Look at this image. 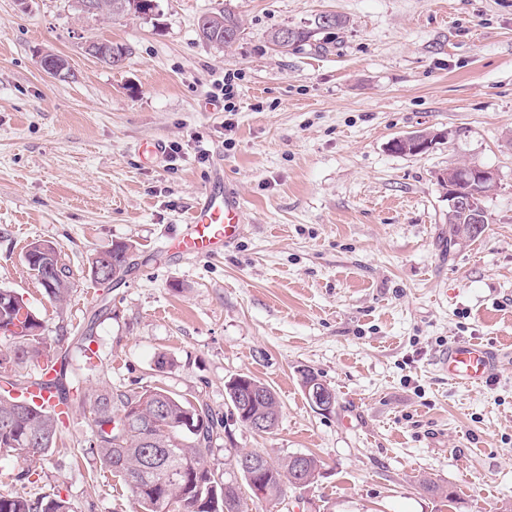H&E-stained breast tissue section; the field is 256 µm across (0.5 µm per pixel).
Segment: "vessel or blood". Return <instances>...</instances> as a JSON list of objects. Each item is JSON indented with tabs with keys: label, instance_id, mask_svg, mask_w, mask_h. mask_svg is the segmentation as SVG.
<instances>
[{
	"label": "vessel or blood",
	"instance_id": "vessel-or-blood-1",
	"mask_svg": "<svg viewBox=\"0 0 512 512\" xmlns=\"http://www.w3.org/2000/svg\"><path fill=\"white\" fill-rule=\"evenodd\" d=\"M242 224L237 193L213 188L196 203L189 224L172 248L193 257L218 255L240 235ZM496 362L497 356L491 350L459 340L449 346L438 365L452 383L481 385L490 380Z\"/></svg>",
	"mask_w": 512,
	"mask_h": 512
}]
</instances>
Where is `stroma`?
<instances>
[{"instance_id":"obj_1","label":"stroma","mask_w":512,"mask_h":512,"mask_svg":"<svg viewBox=\"0 0 512 512\" xmlns=\"http://www.w3.org/2000/svg\"><path fill=\"white\" fill-rule=\"evenodd\" d=\"M244 35L230 50L197 34L221 6ZM323 12L346 18L327 54H281L267 36ZM125 45L110 68L86 41ZM65 57L69 81L42 53ZM233 75L234 112L214 100ZM454 130L423 155L397 136ZM179 144L177 160L153 142ZM207 149L209 160L196 154ZM457 162L498 174L478 237L442 242L448 199L436 176ZM244 224L211 258L169 252L216 170ZM48 240L72 270L66 301L31 276L27 245ZM133 246L114 287L93 254ZM0 289L23 295L59 349L93 325L87 393L159 385L223 415L208 460L310 454L313 484L251 512H504L512 505V0H162L159 15L86 16L73 0H0ZM498 356L489 383H450L449 345ZM173 364L157 370L159 355ZM312 372L333 410L308 402ZM275 390L277 429L230 413L227 380ZM88 410L18 481L0 451V492H55L76 512H133L128 488L92 456ZM41 68L48 76L60 81H66L73 76L68 62L60 55L45 54L41 58Z\"/></svg>"}]
</instances>
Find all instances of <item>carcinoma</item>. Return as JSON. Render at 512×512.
I'll list each match as a JSON object with an SVG mask.
<instances>
[{"instance_id": "carcinoma-1", "label": "carcinoma", "mask_w": 512, "mask_h": 512, "mask_svg": "<svg viewBox=\"0 0 512 512\" xmlns=\"http://www.w3.org/2000/svg\"><path fill=\"white\" fill-rule=\"evenodd\" d=\"M343 17L324 15L314 18L306 26H282L268 35V42L288 33V47L296 50L309 46L326 51L336 45V31L345 27ZM200 37L224 48L233 47L242 38L243 29L238 15L228 9H219L199 17ZM472 216L462 212L448 214V243L471 231ZM25 257L34 279L54 301H61L71 291L73 272L62 263L60 249L50 241L29 244ZM57 266L54 272L45 271V261ZM132 262L131 245L117 242L112 248L96 254L91 261L92 280L107 273H124ZM29 309L23 296L14 291L0 290V379L10 386H20L23 365L36 362L50 367L60 365L57 385L61 404L57 412L51 407L29 404L24 417H16V398L8 391L0 392V449L14 453L31 465L23 469L18 479L35 483L41 471L32 465L46 455L61 439L65 416L73 408L89 409L92 440L90 450L100 466L129 489L136 512H248L241 487L226 478H216L217 472L207 463L214 432L222 420L204 403H193L160 386H147L126 395L110 389L87 396L83 380L77 373L67 375L65 361L56 357V346L43 335L44 324L39 317L29 320L24 311ZM249 383L266 393L265 399L247 410L242 417L236 404L237 392L242 390L238 378L225 383L227 398L233 414L241 423L246 419L261 418L269 424L267 433L276 428L280 406L276 392L251 377ZM320 461L310 456L306 468L298 471L293 457L265 456L260 466V480L266 490L263 500H279L288 486L299 480L308 486L319 474ZM0 512H75L70 500L58 493L28 499L14 493L0 492Z\"/></svg>"}]
</instances>
